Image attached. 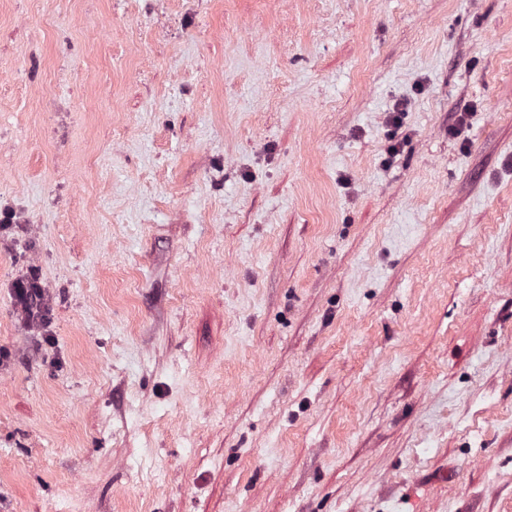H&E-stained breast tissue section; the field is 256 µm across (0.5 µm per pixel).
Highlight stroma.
Masks as SVG:
<instances>
[{
    "label": "stroma",
    "instance_id": "1",
    "mask_svg": "<svg viewBox=\"0 0 512 512\" xmlns=\"http://www.w3.org/2000/svg\"><path fill=\"white\" fill-rule=\"evenodd\" d=\"M4 209L0 512H512V0H0ZM39 280V273L36 270H31L12 281L11 292L14 307L16 310H20L26 325L43 331L38 345H40V350H45L46 359H49L47 349L52 350L55 347V337L51 336L52 333L47 330L50 326V318L47 316L46 289L35 286L36 281Z\"/></svg>",
    "mask_w": 512,
    "mask_h": 512
}]
</instances>
